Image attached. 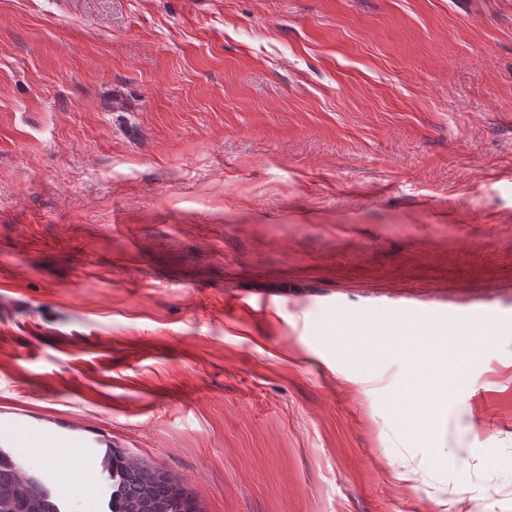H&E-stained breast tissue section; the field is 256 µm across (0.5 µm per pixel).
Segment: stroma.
I'll return each instance as SVG.
<instances>
[{
	"mask_svg": "<svg viewBox=\"0 0 512 512\" xmlns=\"http://www.w3.org/2000/svg\"><path fill=\"white\" fill-rule=\"evenodd\" d=\"M0 419L61 512L109 450L199 512H512V0H0ZM445 356L468 461L398 418ZM96 479L78 489L72 469ZM393 337L398 342V353L402 357L405 365L408 367L409 379L402 396L401 411L399 417L407 419L411 427L421 438L430 442L431 453L423 459L422 465H432L434 467H446L451 465L461 475H464L466 463L464 460L449 455L440 447V434L442 424L436 419V411L427 413L424 418L416 415L425 413L429 406L439 405L444 408L445 424L455 422L460 427V412L454 392L458 384L465 378L460 370H451L439 374L431 375L429 366L425 363L426 355H417L412 349L411 336L416 335L403 326H393ZM418 371L422 374L420 385H416L410 378L412 374ZM3 429L11 435L13 448H24L27 454L39 457L46 454L47 448H93V443L97 442V438L90 440L85 435V433L94 434L93 431L79 428L69 430L70 433L66 437L67 443L59 442L52 434L40 429L24 428L16 430L7 424L3 426Z\"/></svg>",
	"mask_w": 512,
	"mask_h": 512,
	"instance_id": "35a3bbf8",
	"label": "stroma"
}]
</instances>
